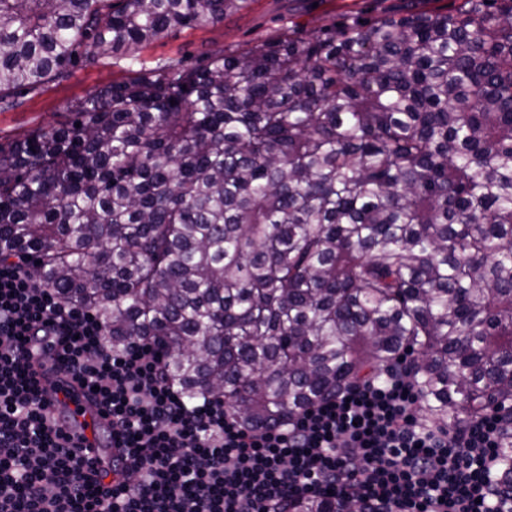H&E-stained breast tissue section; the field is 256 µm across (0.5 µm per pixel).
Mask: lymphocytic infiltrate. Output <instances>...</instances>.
<instances>
[{"mask_svg": "<svg viewBox=\"0 0 512 512\" xmlns=\"http://www.w3.org/2000/svg\"><path fill=\"white\" fill-rule=\"evenodd\" d=\"M32 268L0 260V512H296L327 497L354 512H512V487L498 482L500 410L452 430L424 423L408 355L250 429L222 397L187 400L152 337L113 348L92 310L60 302ZM47 342L98 405L114 471L52 414L30 363Z\"/></svg>", "mask_w": 512, "mask_h": 512, "instance_id": "f902f5d3", "label": "lymphocytic infiltrate"}]
</instances>
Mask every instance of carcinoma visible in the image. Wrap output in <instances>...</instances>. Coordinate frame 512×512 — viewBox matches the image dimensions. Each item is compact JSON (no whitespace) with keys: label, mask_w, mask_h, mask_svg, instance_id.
<instances>
[{"label":"carcinoma","mask_w":512,"mask_h":512,"mask_svg":"<svg viewBox=\"0 0 512 512\" xmlns=\"http://www.w3.org/2000/svg\"><path fill=\"white\" fill-rule=\"evenodd\" d=\"M249 2L0 0V108ZM70 112L0 147V259L31 254L112 347L154 337L250 428L405 350L427 421L512 404V0L288 28Z\"/></svg>","instance_id":"1"}]
</instances>
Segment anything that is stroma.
Returning <instances> with one entry per match:
<instances>
[{
	"label": "stroma",
	"instance_id": "stroma-1",
	"mask_svg": "<svg viewBox=\"0 0 512 512\" xmlns=\"http://www.w3.org/2000/svg\"><path fill=\"white\" fill-rule=\"evenodd\" d=\"M461 0H252L248 9L228 14L223 22L186 28L120 59L76 69L25 93L19 105L0 110V144L18 140L31 131L49 128L67 118V110L91 93L126 80L132 71L158 63H195L220 51H233L262 42L285 27L314 31L354 17L371 19L385 13L446 11Z\"/></svg>",
	"mask_w": 512,
	"mask_h": 512
}]
</instances>
